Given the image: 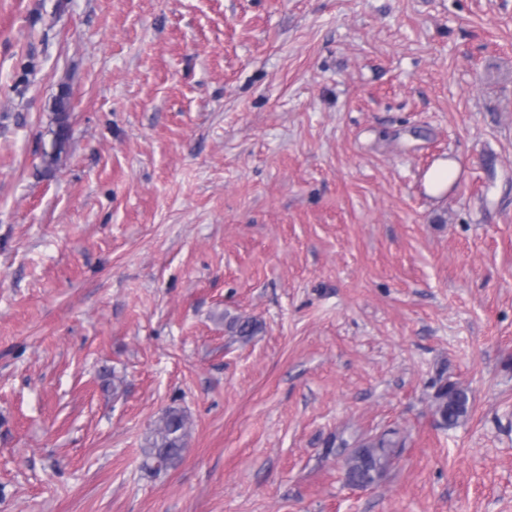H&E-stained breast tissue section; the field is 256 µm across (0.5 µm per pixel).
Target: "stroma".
Returning <instances> with one entry per match:
<instances>
[{"label":"stroma","mask_w":512,"mask_h":512,"mask_svg":"<svg viewBox=\"0 0 512 512\" xmlns=\"http://www.w3.org/2000/svg\"><path fill=\"white\" fill-rule=\"evenodd\" d=\"M0 512H512V0H0ZM70 110L69 93L62 91L55 100L54 121L56 127L52 130L54 135V153L49 155L50 164L57 161L70 137ZM457 177L458 167L454 161H439L426 175L427 190L432 196H440L454 184ZM433 407L438 424L443 428H454L468 414V394L454 383H440L433 395ZM189 424L184 410L170 407L164 411L153 430L149 450L156 470L173 466L181 459ZM395 431L361 440L354 448H348V442L340 440L336 452L344 457L345 481L355 487L364 488L376 484L388 471L396 455L395 448H401L402 442L393 437Z\"/></svg>","instance_id":"stroma-1"}]
</instances>
